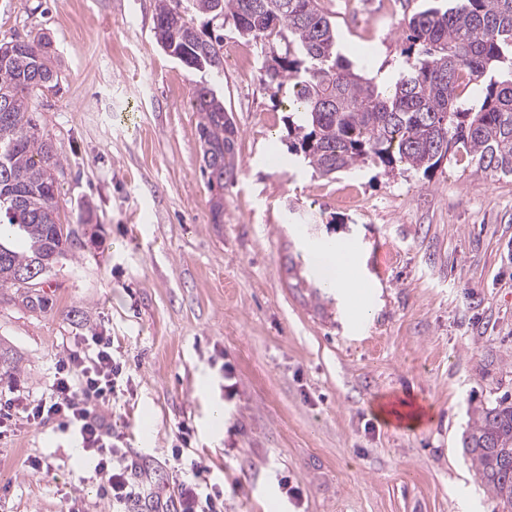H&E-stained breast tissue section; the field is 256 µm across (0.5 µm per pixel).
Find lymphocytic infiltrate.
Here are the masks:
<instances>
[{
	"label": "lymphocytic infiltrate",
	"instance_id": "obj_1",
	"mask_svg": "<svg viewBox=\"0 0 512 512\" xmlns=\"http://www.w3.org/2000/svg\"><path fill=\"white\" fill-rule=\"evenodd\" d=\"M122 367L112 356L110 337H87L84 347L60 360L49 398L32 408L33 420L58 421L79 438L82 448L96 459V471L103 475L106 493L124 512H140L146 503L144 489L132 481L123 452L114 442L112 423L104 413L115 394Z\"/></svg>",
	"mask_w": 512,
	"mask_h": 512
}]
</instances>
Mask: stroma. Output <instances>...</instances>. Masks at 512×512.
<instances>
[{
    "instance_id": "35a3bbf8",
    "label": "stroma",
    "mask_w": 512,
    "mask_h": 512,
    "mask_svg": "<svg viewBox=\"0 0 512 512\" xmlns=\"http://www.w3.org/2000/svg\"><path fill=\"white\" fill-rule=\"evenodd\" d=\"M156 2L0 0V42L42 33L55 50L58 85L34 107L75 231L40 307L0 288V512H112L75 435L27 419L96 332L123 365L109 411L150 495L175 503L198 459L224 512H500L462 442L476 409L512 395V178L464 160L428 176L277 169L288 96L228 62L241 173L212 223L197 75L157 45ZM361 2L327 7L344 49L368 48L369 75L390 78L398 21L426 0L394 17ZM329 244L354 255L363 317L310 263ZM408 404L416 427L380 415Z\"/></svg>"
}]
</instances>
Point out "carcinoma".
Returning a JSON list of instances; mask_svg holds the SVG:
<instances>
[{"mask_svg": "<svg viewBox=\"0 0 512 512\" xmlns=\"http://www.w3.org/2000/svg\"><path fill=\"white\" fill-rule=\"evenodd\" d=\"M444 2L398 24V74L379 83L343 53L324 0H158L154 30L185 67L211 76L191 92L209 189L235 182L239 130L215 89L224 37L197 30L190 11L260 46L271 96L292 89L288 153L320 175L366 164L426 175L464 155L512 178V0ZM51 47L43 36L0 42V288L32 305L41 279L74 246L57 212L61 162L31 108L58 83ZM462 445L502 512H512V400L481 409Z\"/></svg>", "mask_w": 512, "mask_h": 512, "instance_id": "cac0c4a2", "label": "carcinoma"}]
</instances>
